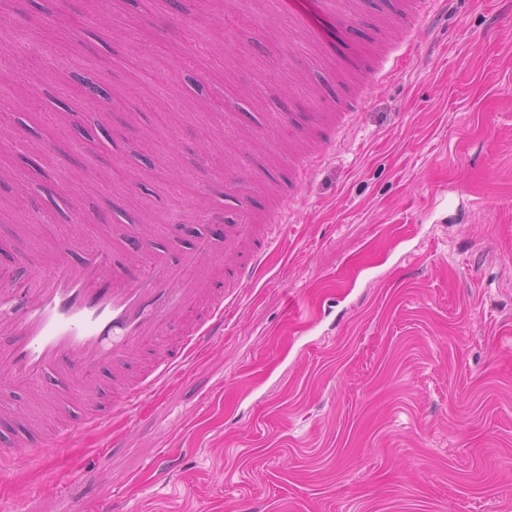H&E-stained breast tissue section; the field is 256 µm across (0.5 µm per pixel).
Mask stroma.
Instances as JSON below:
<instances>
[{
	"instance_id": "35a3bbf8",
	"label": "stroma",
	"mask_w": 512,
	"mask_h": 512,
	"mask_svg": "<svg viewBox=\"0 0 512 512\" xmlns=\"http://www.w3.org/2000/svg\"><path fill=\"white\" fill-rule=\"evenodd\" d=\"M101 2L22 0L0 23V44L21 28L49 46L16 68L47 111L73 106L90 134L54 133L85 168L47 157V177L32 172L44 129L16 68L0 67V166L24 176L0 182L1 270L64 247L78 257L70 185L111 262L122 258L113 225L146 207L180 259L199 232L173 225L202 192L223 196L226 161L258 142L266 168L288 157L276 119L256 139L227 136L253 125L246 93L278 84L323 110L382 36L320 0H288L317 37L311 49L266 0H188L185 24L159 0H126L114 20L154 47L128 65L127 45L92 23ZM71 14L85 41L68 36ZM498 14L512 15V0H448L415 26L418 56L367 92L205 363L185 367L92 463L85 435L47 452L50 469L5 477L9 512H72L111 490L127 512H512V26H493ZM81 78L130 90L134 130L107 137L111 104L69 96ZM172 112L186 115L175 137Z\"/></svg>"
}]
</instances>
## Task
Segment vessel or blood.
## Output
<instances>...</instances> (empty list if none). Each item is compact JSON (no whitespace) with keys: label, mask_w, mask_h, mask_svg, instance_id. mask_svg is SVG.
Here are the masks:
<instances>
[{"label":"vessel or blood","mask_w":512,"mask_h":512,"mask_svg":"<svg viewBox=\"0 0 512 512\" xmlns=\"http://www.w3.org/2000/svg\"><path fill=\"white\" fill-rule=\"evenodd\" d=\"M433 2L400 0L395 24L402 37L380 45L362 84L402 72L415 51L406 33ZM363 103L355 93L336 110L307 113L304 131L291 114L281 113L282 134L298 145L281 197L262 215L252 211L238 184L225 183L224 196L240 219L225 225L222 244L202 238L183 267L171 265L156 225L147 221L134 231L139 247L128 256L125 271H113L107 245L82 238L81 260L48 252L31 274L0 278V382L37 394L52 408L57 398L46 386L48 378H59L72 392L49 435L29 434L19 450L0 448V473L25 468L39 449L70 447L76 431L100 434L116 422L130 423L133 412L163 391L175 372L223 339L242 292L264 271L269 250L283 233L287 202L335 149L336 131L347 114ZM149 345L160 348L159 358L128 379L131 352Z\"/></svg>","instance_id":"b4317fda"}]
</instances>
